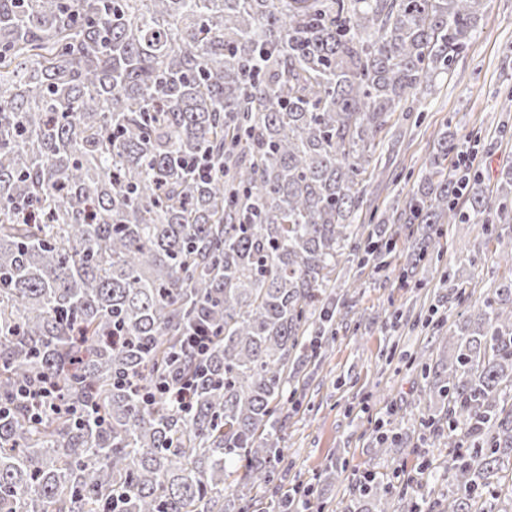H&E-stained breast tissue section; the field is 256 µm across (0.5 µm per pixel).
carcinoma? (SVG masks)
I'll use <instances>...</instances> for the list:
<instances>
[{
  "mask_svg": "<svg viewBox=\"0 0 512 512\" xmlns=\"http://www.w3.org/2000/svg\"><path fill=\"white\" fill-rule=\"evenodd\" d=\"M486 0H0V512H287L293 365L359 235L391 116ZM444 133L405 224H491ZM205 360L182 353L192 331ZM423 423L453 490L367 481L347 512H512V281L442 339ZM136 372L141 391L122 383ZM195 381L179 408L156 389ZM51 385L31 418L16 393Z\"/></svg>",
  "mask_w": 512,
  "mask_h": 512,
  "instance_id": "carcinoma-1",
  "label": "carcinoma"
}]
</instances>
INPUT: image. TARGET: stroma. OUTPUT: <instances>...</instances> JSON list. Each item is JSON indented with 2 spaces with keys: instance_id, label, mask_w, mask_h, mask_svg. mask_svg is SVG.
I'll use <instances>...</instances> for the list:
<instances>
[{
  "instance_id": "35a3bbf8",
  "label": "stroma",
  "mask_w": 512,
  "mask_h": 512,
  "mask_svg": "<svg viewBox=\"0 0 512 512\" xmlns=\"http://www.w3.org/2000/svg\"><path fill=\"white\" fill-rule=\"evenodd\" d=\"M418 109L414 118L393 114L373 157L378 176L367 186L368 212L384 223L391 245L384 266L337 265L336 336L322 364L295 365L299 407L288 413L285 453L294 473L314 484L325 512H345L365 474L409 477L432 496L448 490V450L422 425L424 380L415 357L437 364L449 325L512 278V267L494 254L498 239L512 238V201L491 228L444 225L419 263L414 253L426 228L394 223L393 209L416 190L442 132L466 138L485 187H496L512 164V0H487L475 38ZM353 280L358 288L347 292ZM389 430L400 433L403 452L378 453L375 436ZM423 458L432 464L424 474ZM332 464L340 475L330 483L321 473Z\"/></svg>"
}]
</instances>
